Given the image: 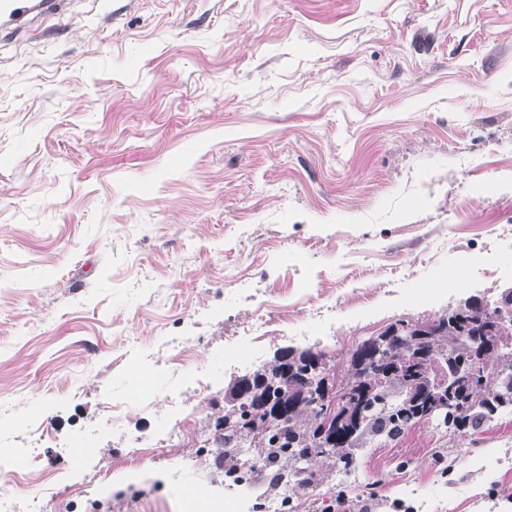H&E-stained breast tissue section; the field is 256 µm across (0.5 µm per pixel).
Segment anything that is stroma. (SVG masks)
<instances>
[{"label": "stroma", "mask_w": 512, "mask_h": 512, "mask_svg": "<svg viewBox=\"0 0 512 512\" xmlns=\"http://www.w3.org/2000/svg\"><path fill=\"white\" fill-rule=\"evenodd\" d=\"M485 165L465 169L464 158ZM512 0H80L0 35V465L112 512H241L196 438L284 347L337 365L512 287ZM258 288L263 306L244 300ZM280 327L260 339V317ZM186 349L152 361L166 342ZM205 390L177 391L187 361ZM151 386L152 403L111 400ZM177 438L151 440L159 425ZM145 479L121 482L134 442ZM301 512H512V414L361 452ZM219 491L195 507L185 492Z\"/></svg>", "instance_id": "stroma-1"}]
</instances>
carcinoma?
Returning a JSON list of instances; mask_svg holds the SVG:
<instances>
[{"instance_id": "cac0c4a2", "label": "carcinoma", "mask_w": 512, "mask_h": 512, "mask_svg": "<svg viewBox=\"0 0 512 512\" xmlns=\"http://www.w3.org/2000/svg\"><path fill=\"white\" fill-rule=\"evenodd\" d=\"M457 318L443 315L417 328L414 338L386 337L390 366L401 364L407 353L422 355L421 368L455 371L472 358V348L461 335L465 323L491 327L498 337L512 336V288L488 307L473 299L459 305ZM381 336L363 340L348 360L344 375L325 354L312 349L284 348L273 359L228 384L224 408L206 436L215 449L213 465L226 481L242 482L244 449L252 450L257 468L271 473V487L278 494L300 497L315 482L310 471L302 478L288 474L281 462L322 459L330 469L356 468L359 454L392 442L420 422L430 420L434 407L445 408L442 426L455 432H476L503 413L512 412V348L490 351L487 357L498 366L496 374L482 384L449 385L444 395L426 390L423 379L396 370L381 379L362 375L358 363L378 351ZM347 390L350 399L338 406L327 428L336 435L331 444L319 437L328 415L324 397Z\"/></svg>"}]
</instances>
